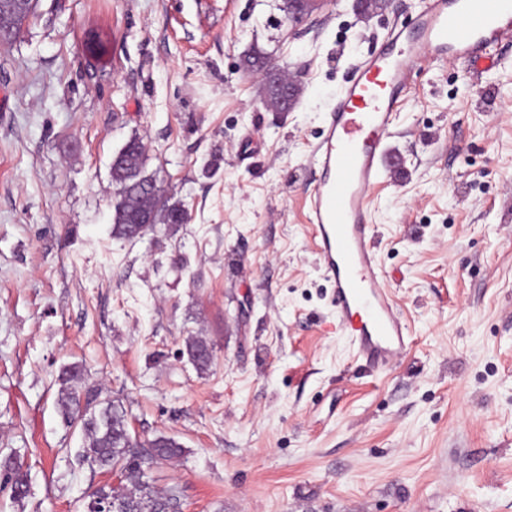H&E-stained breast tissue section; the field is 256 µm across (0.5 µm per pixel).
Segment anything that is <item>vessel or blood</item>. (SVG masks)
Instances as JSON below:
<instances>
[{
    "instance_id": "vessel-or-blood-1",
    "label": "vessel or blood",
    "mask_w": 512,
    "mask_h": 512,
    "mask_svg": "<svg viewBox=\"0 0 512 512\" xmlns=\"http://www.w3.org/2000/svg\"><path fill=\"white\" fill-rule=\"evenodd\" d=\"M503 41H512V0H425L415 31L392 32L357 64L310 146L305 222L332 285L336 322L372 372L390 369L410 348V330L377 262L372 224L374 190L399 167L388 141L409 74L424 60L451 56L489 67L487 48Z\"/></svg>"
}]
</instances>
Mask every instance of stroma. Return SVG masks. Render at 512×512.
<instances>
[{
  "instance_id": "obj_1",
  "label": "stroma",
  "mask_w": 512,
  "mask_h": 512,
  "mask_svg": "<svg viewBox=\"0 0 512 512\" xmlns=\"http://www.w3.org/2000/svg\"><path fill=\"white\" fill-rule=\"evenodd\" d=\"M419 3L290 26L283 0H39L0 46V459L30 480L0 512H84L115 481L56 413L72 362L181 444L152 471L180 512H512V43L410 74L374 201L412 332L391 370L336 327L304 219L329 99ZM255 47L300 73L293 111L264 107ZM134 137L190 219L127 240L111 161ZM210 349V346L201 338L191 336L186 340V353L193 363L195 368L199 371H205L212 363V356H206L203 351Z\"/></svg>"
}]
</instances>
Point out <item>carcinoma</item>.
<instances>
[{
  "label": "carcinoma",
  "instance_id": "carcinoma-1",
  "mask_svg": "<svg viewBox=\"0 0 512 512\" xmlns=\"http://www.w3.org/2000/svg\"><path fill=\"white\" fill-rule=\"evenodd\" d=\"M0 9L11 14L15 30L34 12L31 0H3ZM242 63L245 69L261 71L268 67L267 55L253 49L247 52ZM127 165L111 168L112 184L118 197L112 217V234L119 238L135 239L159 224H185L188 210L182 203H169L168 197H153L143 189V183L154 180L146 174L145 146L137 138L124 146ZM209 345L197 336L186 340V353L199 371H205L212 357L203 354ZM60 388L56 401L57 413L64 424L78 428L82 434V458L92 468L112 471L120 468L126 474V484L114 488L108 484L97 487L107 498L127 506L129 512H159L161 501L168 493L158 488L151 473L150 463L170 460L182 453L174 439L158 436L151 440L153 454L146 460L129 454L126 448L130 435L123 406L103 388L87 383L85 370L79 363L64 366L59 374ZM4 485L10 487L11 496L17 500L29 494V481L23 468L13 457L0 461Z\"/></svg>",
  "mask_w": 512,
  "mask_h": 512
}]
</instances>
